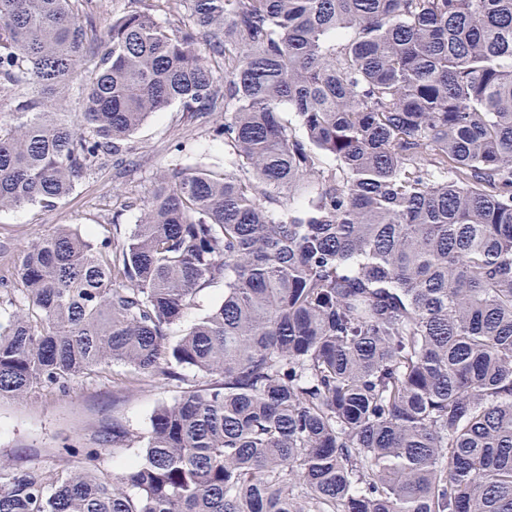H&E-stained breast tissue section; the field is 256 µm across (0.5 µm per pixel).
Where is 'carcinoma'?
Instances as JSON below:
<instances>
[{"mask_svg": "<svg viewBox=\"0 0 512 512\" xmlns=\"http://www.w3.org/2000/svg\"><path fill=\"white\" fill-rule=\"evenodd\" d=\"M142 2L0 0V210L173 104L224 112L232 169L180 137L129 233L32 242L0 398L114 363L177 395L126 472L116 428L51 491L1 464L0 512H512V0ZM223 296L224 288L221 285L204 290L198 297L196 306L188 309L181 321L170 328L172 339L179 338L189 325L209 312L213 306L222 300ZM141 444L138 442L119 441L114 448H118L114 457L108 455L101 461V467L105 470H121L127 463L133 461L140 450Z\"/></svg>", "mask_w": 512, "mask_h": 512, "instance_id": "obj_1", "label": "carcinoma"}]
</instances>
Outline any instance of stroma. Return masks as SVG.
<instances>
[{"instance_id":"obj_1","label":"stroma","mask_w":512,"mask_h":512,"mask_svg":"<svg viewBox=\"0 0 512 512\" xmlns=\"http://www.w3.org/2000/svg\"><path fill=\"white\" fill-rule=\"evenodd\" d=\"M221 119L216 113L209 121L195 122L175 104L148 118L129 139L132 166L111 161L92 170L55 207L1 211L0 244L15 257L59 224L71 225L95 241L116 228L128 231L136 214L121 210L115 191L138 199L148 196L157 172L168 161L170 143L186 131L193 134L195 161L223 166L224 144L212 133L213 123ZM125 371L124 365L115 364L64 393L45 388L24 400H0V463H17L51 476L66 452L80 456L95 447L98 432L119 425L131 433L146 434L154 409L172 401L175 389L159 384L133 392L115 390L114 378Z\"/></svg>"}]
</instances>
